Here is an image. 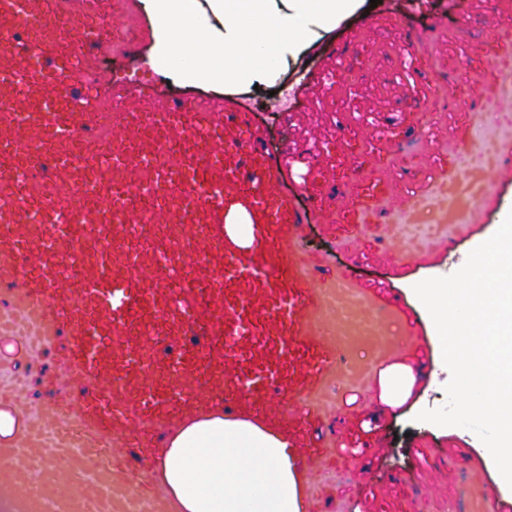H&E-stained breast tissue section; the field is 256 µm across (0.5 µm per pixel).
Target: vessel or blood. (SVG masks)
<instances>
[{
  "instance_id": "1",
  "label": "vessel or blood",
  "mask_w": 512,
  "mask_h": 512,
  "mask_svg": "<svg viewBox=\"0 0 512 512\" xmlns=\"http://www.w3.org/2000/svg\"><path fill=\"white\" fill-rule=\"evenodd\" d=\"M102 2L72 0L63 13L58 0H0V284L18 286L15 316L44 341L67 336L66 379L88 385L80 404L61 399L31 433L38 463L12 494L30 512L48 496L60 512H80L92 494L72 477V436L94 457L95 487H143L147 454L112 442L147 421L166 428L218 407L287 432L298 470L312 473L319 397L365 375L358 350L396 351L400 325L393 310L365 306L348 273L330 287L305 276L306 217L236 106L157 107L142 89L97 138V116L77 106L71 80L87 47L127 20ZM511 44L506 18L482 52ZM133 185L153 187L158 202L140 209ZM385 191L365 185L349 204L316 192L312 212L357 224ZM236 214L249 220L250 246L226 230Z\"/></svg>"
}]
</instances>
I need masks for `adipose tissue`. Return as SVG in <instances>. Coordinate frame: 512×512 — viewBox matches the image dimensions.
<instances>
[{
  "mask_svg": "<svg viewBox=\"0 0 512 512\" xmlns=\"http://www.w3.org/2000/svg\"><path fill=\"white\" fill-rule=\"evenodd\" d=\"M147 0L157 25L158 60L190 82L248 86L299 56L315 30L363 12L367 0ZM220 25L195 42L209 17ZM156 477L171 512H307L303 478L288 437L214 413L195 418L160 449Z\"/></svg>",
  "mask_w": 512,
  "mask_h": 512,
  "instance_id": "adipose-tissue-1",
  "label": "adipose tissue"
}]
</instances>
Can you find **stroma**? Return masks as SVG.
Wrapping results in <instances>:
<instances>
[{
    "instance_id": "35a3bbf8",
    "label": "stroma",
    "mask_w": 512,
    "mask_h": 512,
    "mask_svg": "<svg viewBox=\"0 0 512 512\" xmlns=\"http://www.w3.org/2000/svg\"><path fill=\"white\" fill-rule=\"evenodd\" d=\"M506 6L507 0H382L368 15L320 34L300 59L281 66L268 84L241 91L188 85L159 68L153 61L155 24L143 0H134L133 15L145 38L131 56L100 59L131 98L149 87L165 101L189 96L214 104L249 103L260 145L275 153L288 172L286 186L294 193L303 192L304 181L320 169L323 190L346 197L349 190L339 163L349 140L362 142L371 152H390L394 145L385 129L403 122L407 110L438 97L447 100L445 109L408 135L407 167L359 169V178H379L405 198V208L383 199L347 239L316 218L304 232L303 244L318 254L324 279L352 269L355 283L373 302L389 295L398 298L401 318L410 320L413 335L424 339L423 345L406 344L373 362L365 387L344 384L328 398L318 433L339 458L318 466L311 478L321 493L318 512H512V492L498 489L486 447L473 432L416 419L420 411L446 403L444 387L450 376L437 367L438 343L412 291L424 279L458 270L468 254L496 232L498 201L512 192V175H506L497 186L486 185L475 196L463 197L461 189L479 180L477 168L460 162L445 169L436 162L455 147L459 89L469 92L476 106L473 133L503 139L505 151L512 152V126L499 121L494 102L482 94L480 79L479 47L493 35ZM465 19L473 33L467 43L458 38ZM410 45L423 61L435 58V66L411 63L406 54ZM341 50L354 67L366 68V75L348 85L319 83L317 74L334 70ZM452 58L466 61L467 69L449 70ZM283 93L307 101L308 109L275 111L273 97ZM341 100L350 102V111H337ZM308 141L323 144V151L309 159L297 156L294 146ZM406 243L422 248L425 257L421 264L402 269L391 247ZM64 345V339H57L34 358L16 352L9 331L0 329V409L19 411L24 430H31L56 400L78 395L60 369ZM394 363L409 365L415 376L409 397L398 406L383 400L379 383L382 370ZM490 488L495 491L491 497L486 494Z\"/></svg>"
}]
</instances>
